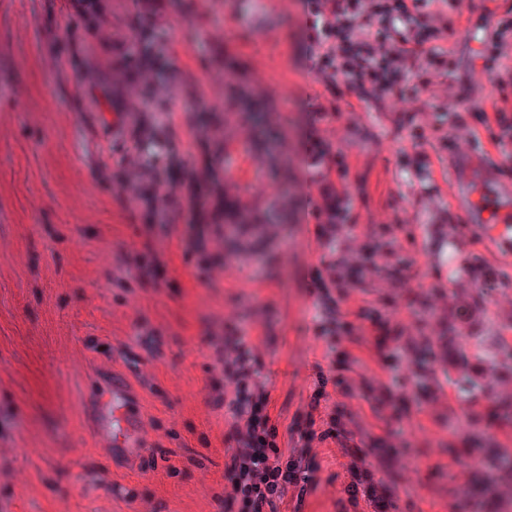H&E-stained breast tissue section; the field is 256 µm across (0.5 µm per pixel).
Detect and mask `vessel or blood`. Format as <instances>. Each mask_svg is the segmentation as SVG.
<instances>
[{"label":"vessel or blood","instance_id":"b4317fda","mask_svg":"<svg viewBox=\"0 0 512 512\" xmlns=\"http://www.w3.org/2000/svg\"><path fill=\"white\" fill-rule=\"evenodd\" d=\"M481 168V160L474 156L467 157L460 165L457 188L461 202L477 213L484 230L493 235L512 236V210L500 204L501 198L512 195V185L499 184V202L481 201L473 190L477 181L475 173ZM108 390L109 402L99 401L90 407L95 419L89 426L87 435L115 452L130 457L140 456L143 451L142 431L128 385L121 377L116 376Z\"/></svg>","mask_w":512,"mask_h":512}]
</instances>
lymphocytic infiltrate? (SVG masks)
Masks as SVG:
<instances>
[{"instance_id":"f902f5d3","label":"lymphocytic infiltrate","mask_w":512,"mask_h":512,"mask_svg":"<svg viewBox=\"0 0 512 512\" xmlns=\"http://www.w3.org/2000/svg\"><path fill=\"white\" fill-rule=\"evenodd\" d=\"M77 14L89 22L88 36L77 47L83 59L78 76L95 90L99 110L118 113V126L126 143L124 174L119 191L151 213L177 211L188 222L182 233L185 251L206 258L209 279L224 276V263L216 252L224 248V227L198 224V212L220 208L227 193L224 181V130L213 126L202 142L211 147V161L203 171H190L178 181L167 173L180 166L177 146L169 132L173 108L169 90L186 85L183 71L170 60V45L153 25L161 0H133L143 26L126 33L113 27L111 0H70ZM461 0H301L299 55L303 68L317 83L331 87L342 81L361 91L369 106L385 107L397 97H415L428 89L432 77L448 73V32ZM512 41V15L499 17L491 42L482 52L484 69L493 75L501 95L485 125H496L497 144L512 141V71L497 68L504 46ZM122 55L124 62H138L135 76H126L121 65L101 60L105 47ZM305 164L304 216L314 223V241L321 251L336 245V227L349 223L348 167L331 146L316 138L302 148ZM318 314L315 333L329 344L333 357L318 374L316 389L290 428V453L278 445V428L270 415L271 390L260 373L256 345L246 336L212 340L211 370L219 388L213 408L227 409V435L234 443L224 464V503L230 512H277L290 489L306 487L317 448L328 441L346 447V471L351 486H358L369 457L351 447L358 425L347 408L364 396L366 387H385L377 376L345 377L337 372L349 356L348 347L372 340L383 343L389 320H367L351 309L353 291L336 293V266L320 263L311 283Z\"/></svg>"}]
</instances>
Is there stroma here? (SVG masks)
I'll list each match as a JSON object with an SVG mask.
<instances>
[{
    "label": "stroma",
    "instance_id": "obj_1",
    "mask_svg": "<svg viewBox=\"0 0 512 512\" xmlns=\"http://www.w3.org/2000/svg\"><path fill=\"white\" fill-rule=\"evenodd\" d=\"M243 2L166 0L157 28L210 105L199 119L227 130L246 126L256 138L261 113H276L267 146L291 175L272 179L271 192L246 194L275 218L276 230L248 254H225L223 279L210 281L199 256L173 250L183 217L152 226L99 179L102 167L120 178L125 146L73 78L71 45L84 38L82 18L62 13L59 0H0V426L8 433L0 444L10 467L0 476V512H56L64 504L71 512H226L228 444L210 405L216 315L225 335L245 328L259 342L280 429L293 425L330 356L310 330L316 309L308 290L321 252L295 206L297 148L312 135L349 167L354 247L386 224L418 228L411 265L392 278L372 277L359 299H393L392 322L410 331L416 316L407 301L434 273L452 294L479 287L470 274H456L462 255H477L512 281V252L475 227L455 182L469 154L512 184V146L499 150L482 126L499 92L479 57L492 14L511 11L512 0H462L448 36L447 76L420 100L394 102L386 112L366 109L345 83L321 88L299 66L300 0H264L265 20L254 29L237 23L247 14ZM216 26L228 34L218 51L202 39ZM216 57L253 94L252 121L217 108L221 94L207 77ZM315 92L336 109L316 128L305 100ZM412 118L429 131L420 169L407 130ZM436 224H470L473 236L459 247L436 238ZM508 318L512 285L492 288L471 323L479 353L495 351ZM115 373L136 391L142 419L156 425L141 465L79 436L89 422L86 401L101 398ZM351 407L360 424L355 444L372 436L404 450L407 493L397 512H448V487L464 467L445 450L447 430L414 409L396 421L377 417L364 398ZM345 460L338 445L318 449L306 494L288 495L280 512H374L363 499L350 505Z\"/></svg>",
    "mask_w": 512,
    "mask_h": 512
}]
</instances>
